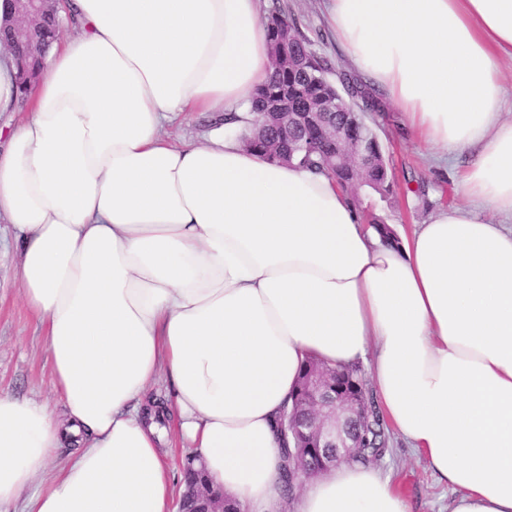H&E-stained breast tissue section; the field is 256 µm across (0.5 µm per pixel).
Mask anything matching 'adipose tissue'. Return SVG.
Returning a JSON list of instances; mask_svg holds the SVG:
<instances>
[{
  "mask_svg": "<svg viewBox=\"0 0 512 512\" xmlns=\"http://www.w3.org/2000/svg\"><path fill=\"white\" fill-rule=\"evenodd\" d=\"M352 71L468 203L384 239L324 173L239 136L174 144V116L239 127L271 67L261 0H69L28 90L0 52V222L65 408L0 392V512H172L169 435L239 512L286 494L276 420L307 360L369 366L389 426L452 497L512 512V0H323ZM164 382L176 415L143 406ZM48 482H41L42 474ZM294 512H409L344 464Z\"/></svg>",
  "mask_w": 512,
  "mask_h": 512,
  "instance_id": "1",
  "label": "adipose tissue"
}]
</instances>
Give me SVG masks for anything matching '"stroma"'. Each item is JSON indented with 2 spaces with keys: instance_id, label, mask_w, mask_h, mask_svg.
<instances>
[{
  "instance_id": "stroma-1",
  "label": "stroma",
  "mask_w": 512,
  "mask_h": 512,
  "mask_svg": "<svg viewBox=\"0 0 512 512\" xmlns=\"http://www.w3.org/2000/svg\"><path fill=\"white\" fill-rule=\"evenodd\" d=\"M276 1L300 19L313 51L326 57L335 71L347 70L346 59L326 25L321 0H263V9H270ZM376 132L388 162L393 191L383 196L366 187L359 189L361 210L409 231L424 223L435 210L464 203L456 181L463 158L433 159L401 127L398 112L390 106L378 118ZM11 238L9 228L0 229V239L6 242L0 248V390L56 407L60 400L50 385L41 327L23 304L15 280L21 254ZM374 466L391 476L410 512H448L451 491L398 435H391L388 447Z\"/></svg>"
}]
</instances>
